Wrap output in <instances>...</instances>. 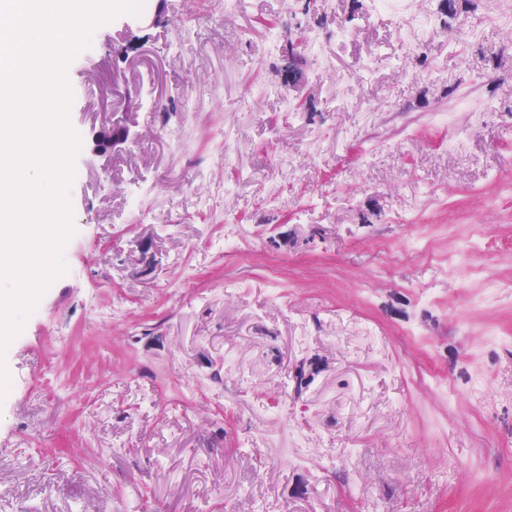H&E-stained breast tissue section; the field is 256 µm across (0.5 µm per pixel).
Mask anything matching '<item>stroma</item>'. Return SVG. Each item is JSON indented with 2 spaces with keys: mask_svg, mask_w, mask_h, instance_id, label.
Instances as JSON below:
<instances>
[{
  "mask_svg": "<svg viewBox=\"0 0 512 512\" xmlns=\"http://www.w3.org/2000/svg\"><path fill=\"white\" fill-rule=\"evenodd\" d=\"M160 3L67 67L139 137L0 358V512H512V0Z\"/></svg>",
  "mask_w": 512,
  "mask_h": 512,
  "instance_id": "1",
  "label": "stroma"
}]
</instances>
